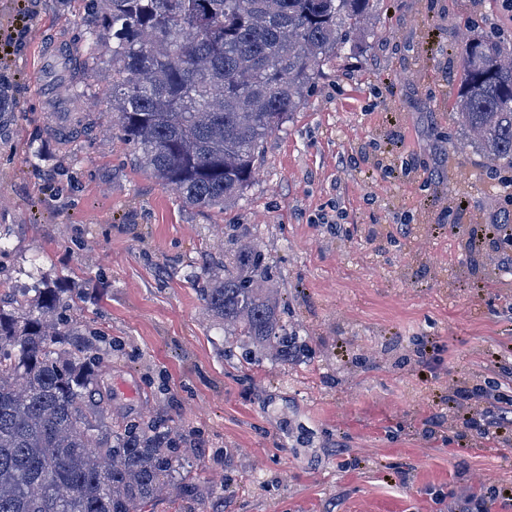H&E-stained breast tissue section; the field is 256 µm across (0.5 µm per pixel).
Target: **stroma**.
Here are the masks:
<instances>
[{"label": "stroma", "mask_w": 512, "mask_h": 512, "mask_svg": "<svg viewBox=\"0 0 512 512\" xmlns=\"http://www.w3.org/2000/svg\"><path fill=\"white\" fill-rule=\"evenodd\" d=\"M85 0H0V298L39 278L112 345L114 414L192 435L186 467L219 497L169 489L152 512H512V437L448 407L512 395V269L470 255L512 211V168L456 123L457 61L512 40L503 0H382L370 48L322 75L227 211L184 204L109 136L112 62L74 66L92 106L59 137L45 73L77 49ZM257 241L305 348L246 360L199 288ZM433 351H425V342Z\"/></svg>", "instance_id": "obj_1"}]
</instances>
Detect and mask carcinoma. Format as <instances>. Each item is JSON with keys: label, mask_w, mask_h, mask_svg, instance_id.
Segmentation results:
<instances>
[{"label": "carcinoma", "mask_w": 512, "mask_h": 512, "mask_svg": "<svg viewBox=\"0 0 512 512\" xmlns=\"http://www.w3.org/2000/svg\"><path fill=\"white\" fill-rule=\"evenodd\" d=\"M379 2L87 0L79 52L111 58L104 101L137 166L188 206L227 210L323 67L375 36ZM459 66V122L484 158L512 167V42L473 38ZM52 87L83 104L64 56ZM32 292L0 304V512H146L171 481L185 498L212 494L180 473L187 437L112 420L95 333L63 317L61 290ZM200 297L249 352L300 354L262 251L240 246Z\"/></svg>", "instance_id": "carcinoma-1"}]
</instances>
